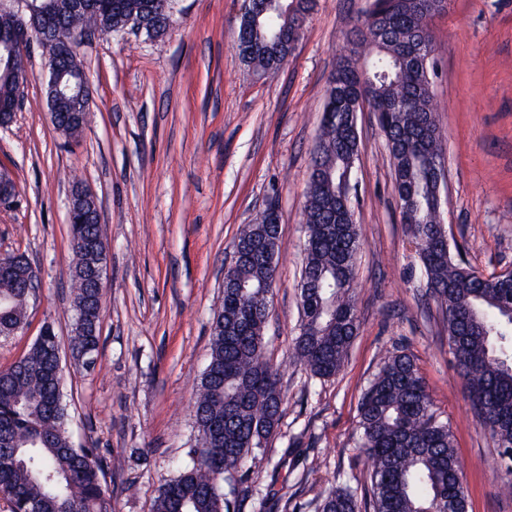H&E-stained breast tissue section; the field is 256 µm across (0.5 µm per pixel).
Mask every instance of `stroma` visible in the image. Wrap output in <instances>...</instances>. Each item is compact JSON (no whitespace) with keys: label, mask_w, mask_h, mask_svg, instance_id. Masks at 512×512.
Returning <instances> with one entry per match:
<instances>
[{"label":"stroma","mask_w":512,"mask_h":512,"mask_svg":"<svg viewBox=\"0 0 512 512\" xmlns=\"http://www.w3.org/2000/svg\"><path fill=\"white\" fill-rule=\"evenodd\" d=\"M243 0H177L167 33L86 41L79 57L94 105L79 137L52 125L46 57L32 47L25 101L0 129V171L16 186L0 207V254H22L41 286L22 331L0 337V366L50 323L68 339V201L94 193L106 237L100 353L67 364L63 399L75 445L102 448L114 512H151L156 490L195 443L192 401L210 359L224 272L240 225L277 197L281 247L265 328L284 401L269 465L251 476L245 512L269 488L286 512H315L332 488L365 500L358 405L387 350L415 361L433 409L464 463L468 512H512L497 450L475 419L441 310L425 302L420 262L394 193V168L374 115H357L355 164L358 330L333 378L292 363L299 334L304 193L325 90L368 0H318L288 64L256 78L234 49ZM434 106L445 133L449 203L442 219L455 258L484 275L512 270V0H447L430 20Z\"/></svg>","instance_id":"obj_1"}]
</instances>
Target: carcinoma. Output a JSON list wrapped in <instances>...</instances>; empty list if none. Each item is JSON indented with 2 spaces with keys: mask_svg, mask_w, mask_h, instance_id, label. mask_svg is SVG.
<instances>
[{
  "mask_svg": "<svg viewBox=\"0 0 512 512\" xmlns=\"http://www.w3.org/2000/svg\"><path fill=\"white\" fill-rule=\"evenodd\" d=\"M110 12L74 15L67 0H30L36 10L54 8L65 17L59 37L73 32H118L141 16L144 0H114ZM429 0H373L328 84L320 132L312 153L303 205L305 257L300 289V332L290 359L312 376L327 379L344 365L358 329L354 269L361 248L354 199L359 140L350 104L373 107L395 172L394 192L401 223L415 245L427 292L441 309L460 377L477 421L491 432L504 473L501 492L512 496V273L485 276L454 258L445 225L436 222L435 168L444 160V135L436 118L430 79L405 63L414 52L435 61L436 47L423 9ZM317 0H243L235 43L253 74L276 72L294 52ZM174 12L151 19L145 35L163 37ZM0 104L17 102L27 81L28 54L0 49ZM76 83L78 50L61 61ZM58 128L68 137L81 129L65 102L56 107ZM86 223L69 225L72 241H93L72 250L70 269L74 323L72 358L98 354L104 307L94 287L93 266L102 261L105 236L90 203ZM280 239L279 219L268 208L242 225L240 258L225 277L240 288L224 289V305L212 325L210 360L193 403L196 444L191 463L163 480L152 512H244L248 481L269 462L268 443L279 428L283 394L279 369L265 354L264 330L273 294L275 267L264 239ZM34 268L23 255L0 258V332L24 328ZM34 340L30 349L0 368V496L20 512H112L105 481L106 458L90 444L74 445L68 410L54 396L50 373L57 338ZM359 447L370 471L372 512H467L463 465L448 423L440 421L414 360L402 350L385 354L379 372L359 403ZM318 512H360L354 495L332 489Z\"/></svg>",
  "mask_w": 512,
  "mask_h": 512,
  "instance_id": "obj_1",
  "label": "carcinoma"
}]
</instances>
